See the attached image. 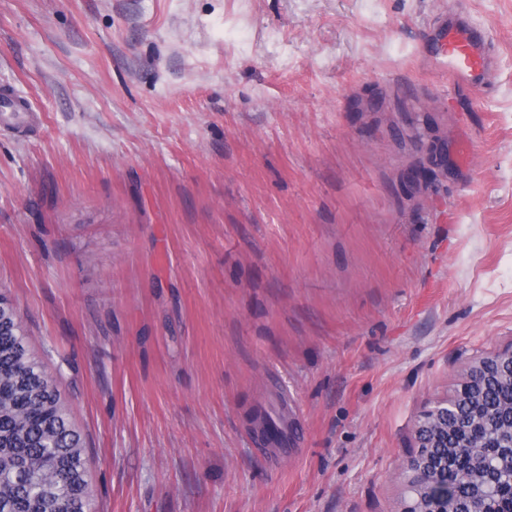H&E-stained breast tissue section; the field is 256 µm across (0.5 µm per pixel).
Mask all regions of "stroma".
Segmentation results:
<instances>
[{
    "instance_id": "obj_1",
    "label": "stroma",
    "mask_w": 512,
    "mask_h": 512,
    "mask_svg": "<svg viewBox=\"0 0 512 512\" xmlns=\"http://www.w3.org/2000/svg\"><path fill=\"white\" fill-rule=\"evenodd\" d=\"M2 86L40 128L0 127V291L97 512H402L420 414L512 342V0H0ZM488 45L469 26L448 25L441 37L438 67L453 79L481 85L486 79Z\"/></svg>"
}]
</instances>
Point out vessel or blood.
Instances as JSON below:
<instances>
[{"label": "vessel or blood", "instance_id": "b4317fda", "mask_svg": "<svg viewBox=\"0 0 512 512\" xmlns=\"http://www.w3.org/2000/svg\"><path fill=\"white\" fill-rule=\"evenodd\" d=\"M487 56L482 35L466 25H451L441 37L437 65L452 78L480 85L486 79ZM0 125L21 133L35 127L30 103L7 88L0 90Z\"/></svg>", "mask_w": 512, "mask_h": 512}]
</instances>
